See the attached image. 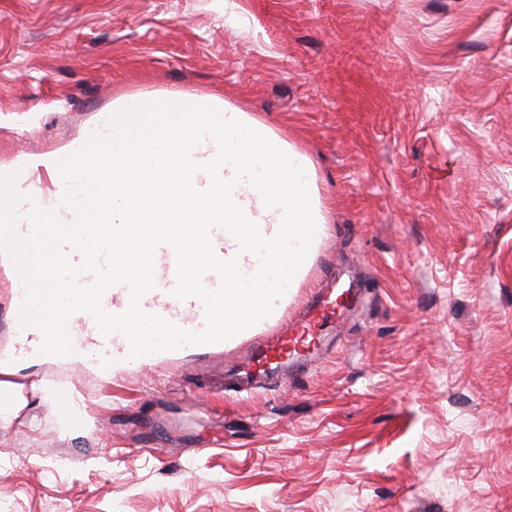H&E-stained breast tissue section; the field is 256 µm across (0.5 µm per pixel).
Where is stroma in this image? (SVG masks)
<instances>
[{
  "label": "stroma",
  "instance_id": "35a3bbf8",
  "mask_svg": "<svg viewBox=\"0 0 512 512\" xmlns=\"http://www.w3.org/2000/svg\"><path fill=\"white\" fill-rule=\"evenodd\" d=\"M173 94L308 156L330 232L254 335L109 373L20 341L0 252V512H512V0H0V173ZM331 290L319 354L239 390ZM39 389L45 399H48L58 405L60 417L64 424H70L73 415L81 414V412L77 409V404L74 402L72 397L68 400L60 399V388L52 385H43Z\"/></svg>",
  "mask_w": 512,
  "mask_h": 512
}]
</instances>
